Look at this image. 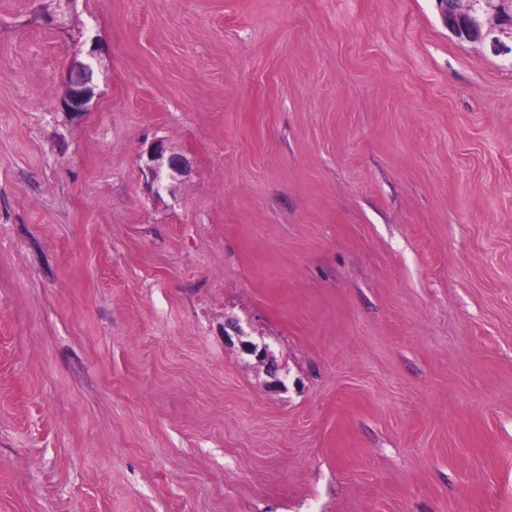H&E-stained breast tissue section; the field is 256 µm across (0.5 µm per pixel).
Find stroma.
Wrapping results in <instances>:
<instances>
[{
	"instance_id": "1",
	"label": "stroma",
	"mask_w": 512,
	"mask_h": 512,
	"mask_svg": "<svg viewBox=\"0 0 512 512\" xmlns=\"http://www.w3.org/2000/svg\"><path fill=\"white\" fill-rule=\"evenodd\" d=\"M0 512H512V68L435 0H0ZM97 51L93 47L85 61L75 62L73 73L67 82L66 95L61 103L63 111L73 115L88 111L89 103L96 96L93 74L99 64ZM166 152L163 146H157L149 156V170L157 191L164 187V170L181 172L185 167V161L180 156L174 153L166 155Z\"/></svg>"
}]
</instances>
